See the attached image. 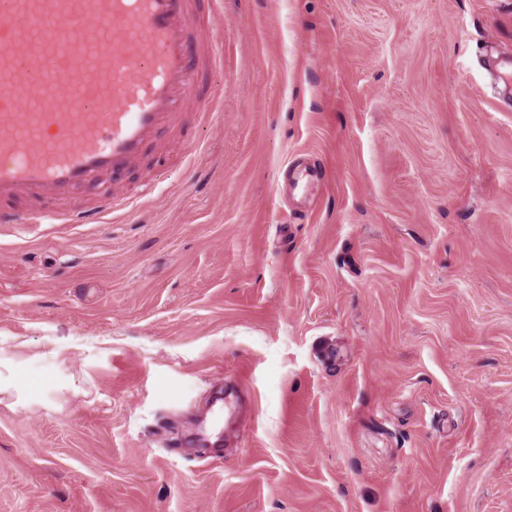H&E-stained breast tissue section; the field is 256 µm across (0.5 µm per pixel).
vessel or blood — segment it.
<instances>
[{"label": "vessel or blood", "instance_id": "vessel-or-blood-1", "mask_svg": "<svg viewBox=\"0 0 512 512\" xmlns=\"http://www.w3.org/2000/svg\"><path fill=\"white\" fill-rule=\"evenodd\" d=\"M218 15V0H0V225L101 223L143 198L120 186L154 151L196 148L224 69ZM322 177L289 174V195Z\"/></svg>", "mask_w": 512, "mask_h": 512}]
</instances>
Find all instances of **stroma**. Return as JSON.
<instances>
[{
	"mask_svg": "<svg viewBox=\"0 0 512 512\" xmlns=\"http://www.w3.org/2000/svg\"><path fill=\"white\" fill-rule=\"evenodd\" d=\"M221 8L149 197L0 227V512H512V0ZM322 171L302 169L288 176V194L301 195L304 198L314 197L322 186Z\"/></svg>",
	"mask_w": 512,
	"mask_h": 512,
	"instance_id": "obj_1",
	"label": "stroma"
}]
</instances>
